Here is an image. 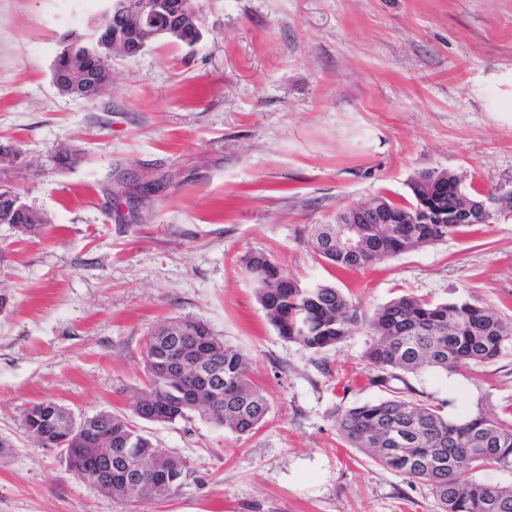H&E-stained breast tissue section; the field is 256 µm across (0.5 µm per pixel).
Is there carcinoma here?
<instances>
[{
  "label": "carcinoma",
  "mask_w": 512,
  "mask_h": 512,
  "mask_svg": "<svg viewBox=\"0 0 512 512\" xmlns=\"http://www.w3.org/2000/svg\"><path fill=\"white\" fill-rule=\"evenodd\" d=\"M97 55L104 76L112 75V51L100 43L99 30L85 37L70 34ZM68 51L55 58L53 81L57 89L69 95L81 90L60 75V65ZM54 167L67 170L80 160L76 150L55 152ZM444 171L420 174L412 183L414 201L397 203L385 195L380 202L387 223L361 224L365 247L356 260L330 255L314 243L338 236L339 224H315L308 243L322 261L341 270H358L377 261L417 247L460 235L477 224H490L494 216L482 213L483 199L471 200L479 213L468 224H449L444 216L455 208L458 177L447 173L448 183L434 187ZM0 224L19 226L20 235L41 233L42 224L27 223V218L11 208L10 200L0 195ZM247 275L256 284L258 302L278 335L311 354L321 353L350 336L363 321L349 298L332 284L304 288L289 277L280 263L263 253L243 259ZM174 325L191 327L192 343L216 350L224 364V399L208 409L180 402L181 388L192 387L184 381L165 378L153 360L159 337L146 341L144 363L148 382L133 406L136 420L173 423L198 413L239 436L250 435L264 424L268 402L254 383L245 354L227 347L202 320L181 317ZM374 340L365 358L378 371L370 382L387 387L393 380L423 369L459 372L491 363L512 343V321L495 310L468 300L432 303L412 295H401L379 307L367 321ZM136 420L112 414V444L131 443L138 454L131 463L146 470L150 480L146 499L171 496L186 477V462L166 458V464L153 467L162 453L153 445ZM337 425L346 443L360 448L377 464L427 483L438 500L440 512H512V486L466 480L464 476L485 469L512 471V422L478 414L452 420L427 401L413 398L397 389L385 399L342 410Z\"/></svg>",
  "instance_id": "1"
}]
</instances>
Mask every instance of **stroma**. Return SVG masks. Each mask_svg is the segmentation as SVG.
<instances>
[{"mask_svg":"<svg viewBox=\"0 0 512 512\" xmlns=\"http://www.w3.org/2000/svg\"><path fill=\"white\" fill-rule=\"evenodd\" d=\"M104 5L0 0V143L31 162L6 178L44 219L32 238L0 224V512H439L338 429L339 411L388 395L367 380L370 330L319 355L284 341L241 260L273 256L369 315L409 293L512 319V213L344 274L307 243L347 207L410 201L426 171L512 187V0H193L194 46L155 39L113 57L97 100L61 94V37L90 35ZM59 146L80 162L55 169ZM148 175L165 191L139 196ZM179 316L249 358L270 411L242 437L197 414L142 423L188 476L166 499L120 502L38 445L24 413L130 414L146 339ZM407 381L450 418L502 416L512 345Z\"/></svg>","mask_w":512,"mask_h":512,"instance_id":"obj_1","label":"stroma"}]
</instances>
